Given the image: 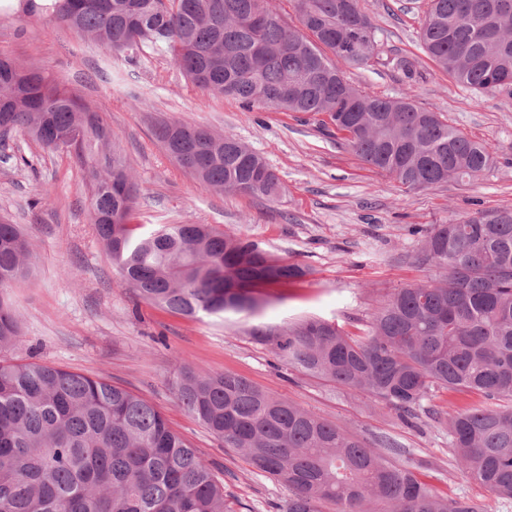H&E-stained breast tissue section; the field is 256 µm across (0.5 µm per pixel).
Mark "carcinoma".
Instances as JSON below:
<instances>
[{"mask_svg": "<svg viewBox=\"0 0 512 512\" xmlns=\"http://www.w3.org/2000/svg\"><path fill=\"white\" fill-rule=\"evenodd\" d=\"M19 0L131 61L168 56L199 90L279 112L325 114L353 152L408 191L479 176L493 163L411 95L360 90L344 68L379 57L358 0ZM426 55L482 95L512 88V0H427ZM14 135L75 157L91 221L121 283L143 300L188 317L252 312L241 302L266 285L306 274L247 237L207 224H171L136 237L139 187L99 113L42 71L0 57V142ZM154 135L197 180L221 192L274 199L285 185L240 140L179 120ZM417 262L437 283L397 289L361 335L308 319L254 326L294 369L368 393L406 423L435 391L475 404L434 410L448 429V464L490 493L489 502L444 497L419 467L382 452L244 377L184 369L178 402L224 447L288 486V512H493L512 502V210L479 211L414 227ZM31 248L0 220V512H229L224 484L143 396L102 378L27 362L6 288L29 273Z\"/></svg>", "mask_w": 512, "mask_h": 512, "instance_id": "obj_1", "label": "carcinoma"}]
</instances>
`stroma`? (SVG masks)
<instances>
[{
    "instance_id": "35a3bbf8",
    "label": "stroma",
    "mask_w": 512,
    "mask_h": 512,
    "mask_svg": "<svg viewBox=\"0 0 512 512\" xmlns=\"http://www.w3.org/2000/svg\"><path fill=\"white\" fill-rule=\"evenodd\" d=\"M414 3L359 0L377 28L383 57L348 68L345 76L370 93L412 94L420 107L489 143L494 163L476 179L410 192L364 164L321 116L249 108L208 95L166 56L132 62L50 18L0 12V56L39 66L106 121L140 186L130 219L137 233L208 224L247 236L308 270L301 282L265 289L252 314L187 318L162 311L120 285L84 206L86 183L73 158L18 138L13 147L28 165L0 166V215L23 226L33 253L29 275L8 290L26 355L144 396L212 465L233 512H285L290 491L179 405L173 384L187 367L238 374L368 443L394 440L439 494L489 496L449 466L448 434L433 421L404 423L368 395L289 367L248 333L255 325L285 326L310 317L361 332L395 289L436 275L418 265L421 242L410 235L411 227L512 209V90L479 95L438 68L421 50L423 12ZM395 53L415 60L416 83L407 84L387 64ZM162 118L240 139L264 157L286 193L266 200L200 183L157 141L154 125Z\"/></svg>"
}]
</instances>
